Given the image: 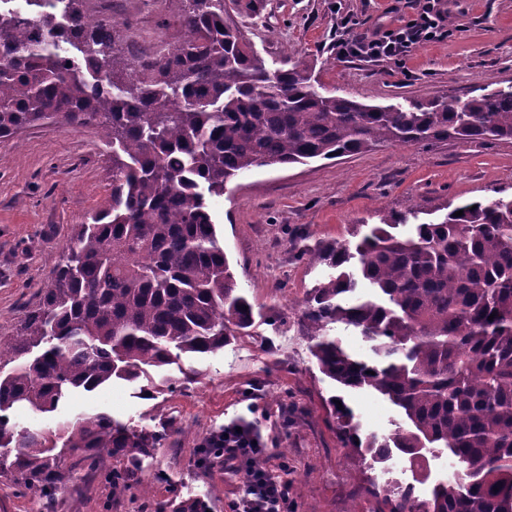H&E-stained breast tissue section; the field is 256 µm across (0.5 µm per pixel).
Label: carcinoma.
Masks as SVG:
<instances>
[{"instance_id":"carcinoma-1","label":"carcinoma","mask_w":512,"mask_h":512,"mask_svg":"<svg viewBox=\"0 0 512 512\" xmlns=\"http://www.w3.org/2000/svg\"><path fill=\"white\" fill-rule=\"evenodd\" d=\"M22 2L0 7L9 53L0 56V138L52 116L96 127L112 150L108 201L74 225L18 335L0 338V478L40 499H54L79 467L112 472L115 496L135 486L148 494L139 473L173 423L90 411L44 433L10 424V410L51 413L74 391L148 379L253 326L207 197L254 167L385 143L512 140V86L381 106L319 91L307 66L268 68L229 16L258 18L261 0H168L183 36L143 65V48L120 45L121 22L94 19L93 0ZM301 258L335 270L302 311L320 372L404 416L387 436H363L352 411L329 402L350 457L369 468L443 448L460 465L462 479L428 500L398 487L371 492L370 512H512V199L428 222L414 211L384 215L360 240ZM339 324L372 343L376 359L353 357L330 334Z\"/></svg>"}]
</instances>
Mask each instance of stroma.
Returning <instances> with one entry per match:
<instances>
[{"mask_svg": "<svg viewBox=\"0 0 512 512\" xmlns=\"http://www.w3.org/2000/svg\"><path fill=\"white\" fill-rule=\"evenodd\" d=\"M448 14L446 39L413 51L402 61L338 59L331 44L341 15L373 33L408 19L394 0H264L260 17L235 22L272 69L314 63L326 90L367 104H401L430 95L457 99L477 87L512 84V0H441ZM122 34L177 40L165 26L164 0H115ZM112 182V155L95 127L55 122L0 139V336L15 335L27 310L51 281L73 225L100 206ZM512 197V140L459 144L431 141L386 145L336 161L260 167L230 182L208 204L239 288L258 316L254 333L236 337L184 380L177 365L166 369L175 392L138 397V384L119 383L77 392L54 413L17 410L10 421L48 432L81 412L105 410L135 425L174 416L180 435L156 448L141 479L152 498L131 490L113 499L103 478L76 479L52 503L15 495L0 482V512H153L157 501L192 497L208 512H225L238 487L214 469L200 474L196 461L203 435L243 421L267 449L266 472L287 468L288 512H368V486H395L396 473L364 469L346 456L327 401L333 383L318 370L300 320L311 288L330 274L301 260L307 246L351 238L358 225L380 215L420 212L432 220L448 202ZM363 433L387 434L401 414L371 393L345 397Z\"/></svg>", "mask_w": 512, "mask_h": 512, "instance_id": "stroma-1", "label": "stroma"}]
</instances>
